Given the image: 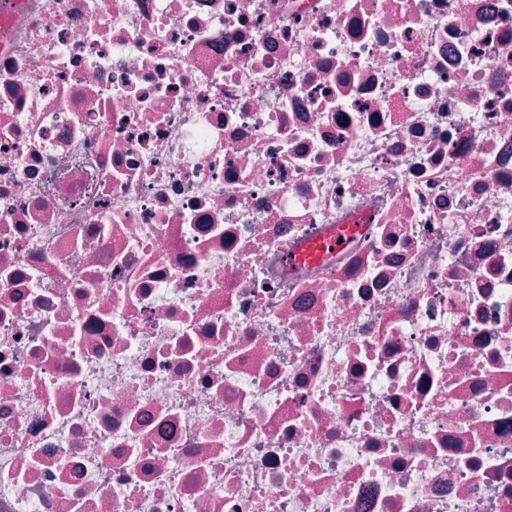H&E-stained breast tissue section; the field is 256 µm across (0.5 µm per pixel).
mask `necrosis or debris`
I'll return each mask as SVG.
<instances>
[{
	"mask_svg": "<svg viewBox=\"0 0 512 512\" xmlns=\"http://www.w3.org/2000/svg\"><path fill=\"white\" fill-rule=\"evenodd\" d=\"M0 512H512V0L0 15ZM353 228H355V225H349L344 232L342 231L340 233L333 234L331 237H328L326 241L311 244L304 252L297 254L294 257H290L289 261L300 262L302 260L312 259L320 256L330 247H339L342 240L341 236L350 235Z\"/></svg>",
	"mask_w": 512,
	"mask_h": 512,
	"instance_id": "1",
	"label": "necrosis or debris"
}]
</instances>
